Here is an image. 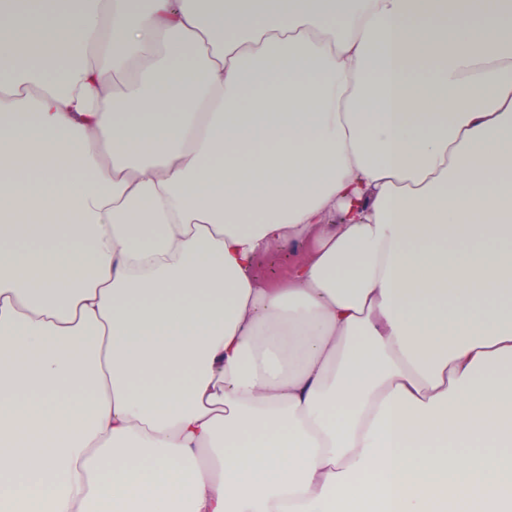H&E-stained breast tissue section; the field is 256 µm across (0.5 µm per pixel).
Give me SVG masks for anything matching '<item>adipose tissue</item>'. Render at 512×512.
<instances>
[{"instance_id":"1","label":"adipose tissue","mask_w":512,"mask_h":512,"mask_svg":"<svg viewBox=\"0 0 512 512\" xmlns=\"http://www.w3.org/2000/svg\"><path fill=\"white\" fill-rule=\"evenodd\" d=\"M0 56V512H512V0H0ZM293 257L294 253L288 252V249L275 250L268 255H262L257 262V273L267 280L279 279L285 274L288 263Z\"/></svg>"}]
</instances>
